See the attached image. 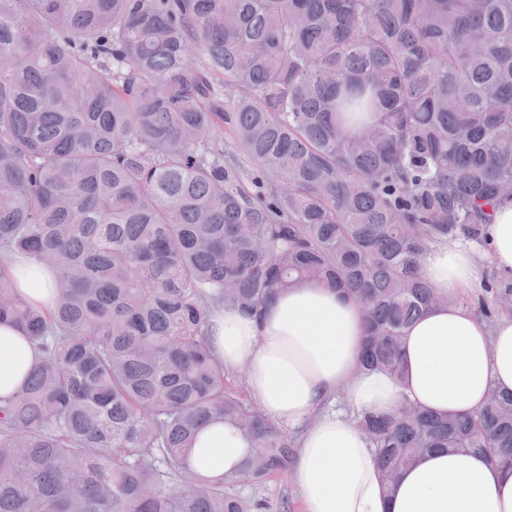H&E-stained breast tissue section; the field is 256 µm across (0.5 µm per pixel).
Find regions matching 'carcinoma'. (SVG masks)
Returning a JSON list of instances; mask_svg holds the SVG:
<instances>
[{
  "label": "carcinoma",
  "instance_id": "1",
  "mask_svg": "<svg viewBox=\"0 0 512 512\" xmlns=\"http://www.w3.org/2000/svg\"><path fill=\"white\" fill-rule=\"evenodd\" d=\"M504 199L512 0H0V323L39 351L0 399V512H269L298 439L215 355L214 298L260 319L334 288L359 366L400 377L406 329L455 302L423 259L487 246ZM482 290L512 313V283ZM215 418L250 442L220 480L189 464ZM355 421L387 484L433 448L512 467V392ZM15 281L21 293L38 307H49L55 298V279L48 267L30 261L19 262Z\"/></svg>",
  "mask_w": 512,
  "mask_h": 512
}]
</instances>
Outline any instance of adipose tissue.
Instances as JSON below:
<instances>
[{
    "label": "adipose tissue",
    "mask_w": 512,
    "mask_h": 512,
    "mask_svg": "<svg viewBox=\"0 0 512 512\" xmlns=\"http://www.w3.org/2000/svg\"><path fill=\"white\" fill-rule=\"evenodd\" d=\"M487 238L497 269L512 276V200L497 205ZM423 274L453 302L407 329L405 373L398 379L360 369L363 316L317 283L282 292L260 321L233 310L213 313L211 343L225 367L245 369L249 396L273 420L304 428L292 468L301 512H512V470L471 451L432 450L384 487L355 421L331 408L340 387L353 410L373 413L391 412L407 399L438 414H462L478 410L489 387L512 391V315L489 325L455 301L476 285L473 253L458 241L436 243ZM15 280L30 303L52 305L48 267L17 263ZM36 359L23 331L0 324V397L22 388ZM247 448L233 427L217 420L200 431L191 465L220 479Z\"/></svg>",
    "instance_id": "obj_1"
}]
</instances>
